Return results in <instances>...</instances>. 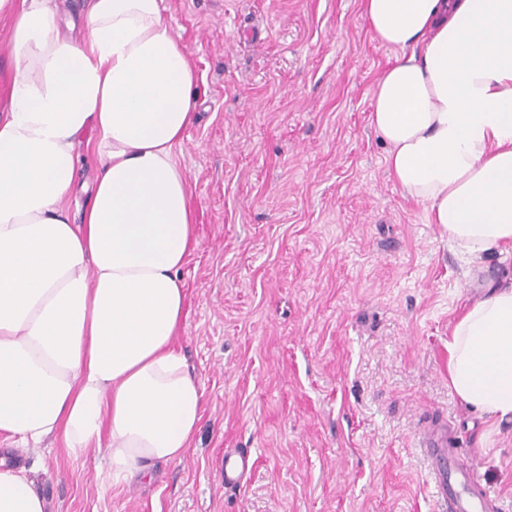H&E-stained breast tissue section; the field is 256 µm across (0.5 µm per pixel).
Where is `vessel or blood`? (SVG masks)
Here are the masks:
<instances>
[{
    "instance_id": "1",
    "label": "vessel or blood",
    "mask_w": 512,
    "mask_h": 512,
    "mask_svg": "<svg viewBox=\"0 0 512 512\" xmlns=\"http://www.w3.org/2000/svg\"><path fill=\"white\" fill-rule=\"evenodd\" d=\"M425 450L433 463L434 487L442 512H488L493 501L490 492L472 495L478 475L472 465L459 462L448 448V433L432 431L426 438ZM255 461L251 452H228L224 455V484L235 488L243 475L251 471Z\"/></svg>"
}]
</instances>
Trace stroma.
<instances>
[{"mask_svg": "<svg viewBox=\"0 0 512 512\" xmlns=\"http://www.w3.org/2000/svg\"><path fill=\"white\" fill-rule=\"evenodd\" d=\"M165 6L199 89L179 348L202 417L183 461L129 481L99 448L18 451L46 512H434L442 428L512 512V422L448 386L452 325L512 259L467 267L390 179L369 115L395 49L361 0ZM228 448L256 458L235 489Z\"/></svg>", "mask_w": 512, "mask_h": 512, "instance_id": "obj_1", "label": "stroma"}]
</instances>
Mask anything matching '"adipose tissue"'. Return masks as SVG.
I'll return each instance as SVG.
<instances>
[{
    "mask_svg": "<svg viewBox=\"0 0 512 512\" xmlns=\"http://www.w3.org/2000/svg\"><path fill=\"white\" fill-rule=\"evenodd\" d=\"M163 10L87 0L75 39L55 0H0L17 68L0 112V439L53 437L71 455L101 443L125 480L182 460L202 413L176 348L197 247L180 163L197 78ZM363 12L399 51L370 114L391 178L469 263L512 255V0H363ZM83 151L97 167L75 224ZM483 288L452 327L448 384L512 420V277ZM0 512H44L2 458Z\"/></svg>",
    "mask_w": 512,
    "mask_h": 512,
    "instance_id": "ef3b65f1",
    "label": "adipose tissue"
}]
</instances>
